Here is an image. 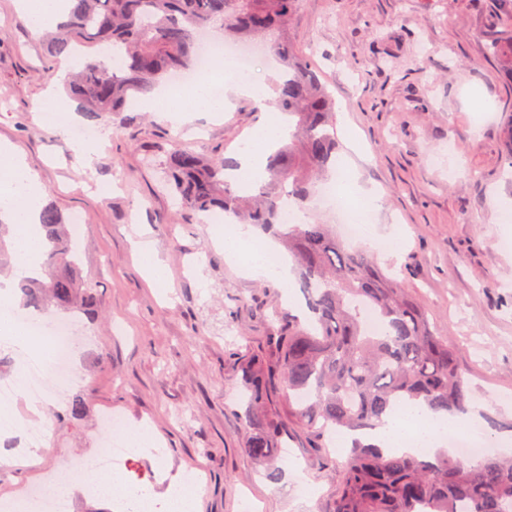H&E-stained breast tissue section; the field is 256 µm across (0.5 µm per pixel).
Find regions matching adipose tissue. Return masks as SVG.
<instances>
[{
  "label": "adipose tissue",
  "mask_w": 512,
  "mask_h": 512,
  "mask_svg": "<svg viewBox=\"0 0 512 512\" xmlns=\"http://www.w3.org/2000/svg\"><path fill=\"white\" fill-rule=\"evenodd\" d=\"M246 97L261 103L267 97L264 83L229 73L224 61H217L213 76L197 81L191 92H172L160 86L143 106L151 112H163L173 121L182 120L189 112H220L231 98ZM290 120L287 113L270 112L258 132V145L242 148L236 168L226 171L227 181L236 189L245 190L262 182L266 176L268 155L287 138ZM46 192L32 177L26 163L13 146L0 143V219L11 224L17 235L15 265L19 275L36 271L41 261L37 226L39 210ZM229 260L240 262L247 274L276 281L286 299H293L294 284L286 259H274L275 243L254 229L231 230L222 240ZM475 413L434 415L422 406L408 404L389 413L383 425L368 436L369 442L384 452L400 454L409 447L418 453L433 456L447 446L457 429L475 425Z\"/></svg>",
  "instance_id": "1"
}]
</instances>
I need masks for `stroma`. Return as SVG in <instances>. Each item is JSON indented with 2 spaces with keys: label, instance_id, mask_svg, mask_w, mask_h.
<instances>
[{
  "label": "stroma",
  "instance_id": "35a3bbf8",
  "mask_svg": "<svg viewBox=\"0 0 512 512\" xmlns=\"http://www.w3.org/2000/svg\"><path fill=\"white\" fill-rule=\"evenodd\" d=\"M511 25L497 0H304L291 30L336 98L340 153L351 136L363 144L344 174L382 193L373 234L401 243L374 259L459 346L495 453L512 438V223L503 220L512 209V81L487 44ZM40 36L13 0H0V141L24 156L48 202L83 216L79 265L96 302L79 326L87 341L70 391L84 410L13 403L25 423H49V440L25 468L5 465L11 452L0 447V496L52 469L59 453L88 454L110 412L129 428L150 422L164 456L132 454L108 500L74 479L67 512H112L132 485L167 512L171 487L193 470L203 476L201 512H333L345 449L321 447L272 384L284 435L282 478L271 483L246 450L251 430L236 407L243 369L276 360L270 317L297 316L303 295L286 301L279 286L229 263L215 243L223 225L204 223L163 187L172 149L235 156L263 113L244 99L177 123L141 108L94 123L77 111L71 124L105 136L85 167L40 112L63 64ZM144 242L167 266L169 287L143 274ZM116 322L123 335H113Z\"/></svg>",
  "mask_w": 512,
  "mask_h": 512
}]
</instances>
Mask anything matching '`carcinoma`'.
Returning a JSON list of instances; mask_svg holds the SVG:
<instances>
[{
    "label": "carcinoma",
    "instance_id": "1",
    "mask_svg": "<svg viewBox=\"0 0 512 512\" xmlns=\"http://www.w3.org/2000/svg\"><path fill=\"white\" fill-rule=\"evenodd\" d=\"M303 0H69L68 20L43 33L52 56L73 54L81 64L67 90L97 120L123 112L154 92L159 79L189 66L201 33L221 27L225 39L249 44L269 40L281 64L273 104L294 125L288 143L269 157L268 182L257 198L224 180L232 158L207 159L182 149L169 152L165 186L182 205L200 214L222 211L243 224L278 229L296 263L312 332L297 319L278 333L279 369L258 364L243 376L239 413L252 429L247 452L270 467L281 424L267 409L266 386L274 374L297 406L300 422L323 433L353 435L333 512H512V456H452L434 461L416 454H386L361 436L388 411L410 401L433 413H464L474 397L460 350L438 335L407 288L381 271L372 255L348 247L329 224L309 219L281 222V201L311 213L310 203L335 166L336 99L291 39L290 24ZM112 50L116 66L100 60ZM489 54L512 75V28L488 45ZM39 223L45 232L46 277L20 282L26 307L67 313L93 305V289L76 272L66 219L48 203ZM0 223V266L11 265Z\"/></svg>",
    "mask_w": 512,
    "mask_h": 512
}]
</instances>
